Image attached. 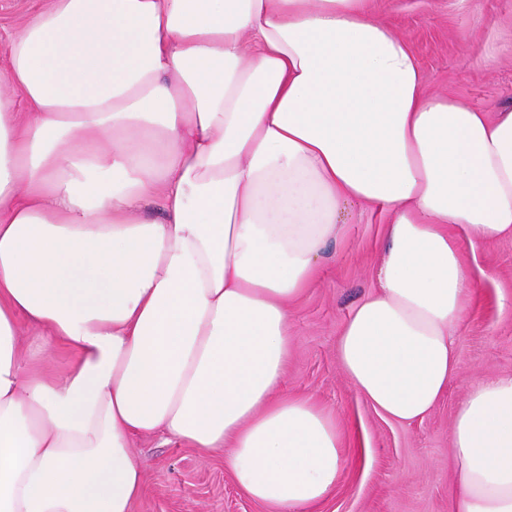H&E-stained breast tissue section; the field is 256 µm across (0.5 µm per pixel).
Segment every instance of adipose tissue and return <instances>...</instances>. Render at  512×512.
<instances>
[{
  "mask_svg": "<svg viewBox=\"0 0 512 512\" xmlns=\"http://www.w3.org/2000/svg\"><path fill=\"white\" fill-rule=\"evenodd\" d=\"M7 53L0 512H132L156 432L222 451L272 512L326 502L342 429L279 388L288 306L351 206L388 221L341 370L394 422L435 409L463 249L512 237V107L430 93L373 0H49ZM450 443L453 512H512V373L470 378Z\"/></svg>",
  "mask_w": 512,
  "mask_h": 512,
  "instance_id": "obj_1",
  "label": "adipose tissue"
}]
</instances>
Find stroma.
<instances>
[{"label": "stroma", "instance_id": "35a3bbf8", "mask_svg": "<svg viewBox=\"0 0 512 512\" xmlns=\"http://www.w3.org/2000/svg\"><path fill=\"white\" fill-rule=\"evenodd\" d=\"M46 0H0V77L6 46ZM377 17L404 37L429 90L486 112L512 106V0H376ZM385 216L353 209L328 244L319 282L289 305L291 355L280 388L313 398L339 420L345 467L313 512H451L453 409L474 372L512 373V238L465 250L475 292L456 332L459 374L424 419L398 424L351 387L336 356L339 331L377 286ZM146 491L133 512H269L236 484L219 451L137 438Z\"/></svg>", "mask_w": 512, "mask_h": 512}]
</instances>
